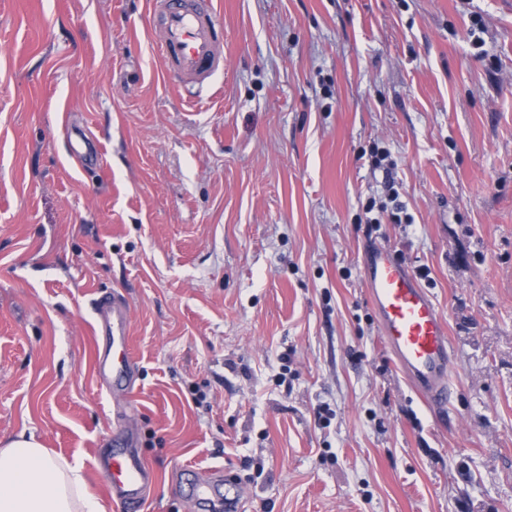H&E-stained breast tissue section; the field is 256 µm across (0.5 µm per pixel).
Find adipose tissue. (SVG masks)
Masks as SVG:
<instances>
[{
    "label": "adipose tissue",
    "instance_id": "1",
    "mask_svg": "<svg viewBox=\"0 0 512 512\" xmlns=\"http://www.w3.org/2000/svg\"><path fill=\"white\" fill-rule=\"evenodd\" d=\"M0 512H103L78 458L49 454L19 434L0 448Z\"/></svg>",
    "mask_w": 512,
    "mask_h": 512
}]
</instances>
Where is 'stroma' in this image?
<instances>
[{
  "mask_svg": "<svg viewBox=\"0 0 512 512\" xmlns=\"http://www.w3.org/2000/svg\"><path fill=\"white\" fill-rule=\"evenodd\" d=\"M214 5L224 72L177 89L150 0H0V447L79 457L105 512L118 429L140 512H207L181 487L217 466L245 512H512V0ZM371 243L448 324L443 413L382 339ZM102 297L130 392L95 380ZM76 135L78 139H76L72 145L71 156L74 157L81 166L99 162L102 158L100 149L85 141L80 134ZM112 446L99 461L102 472L101 483L112 500L125 509H136L141 502L143 488L153 480L133 439L123 433L112 439Z\"/></svg>",
  "mask_w": 512,
  "mask_h": 512,
  "instance_id": "1",
  "label": "stroma"
}]
</instances>
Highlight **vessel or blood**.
I'll return each instance as SVG.
<instances>
[{
  "mask_svg": "<svg viewBox=\"0 0 512 512\" xmlns=\"http://www.w3.org/2000/svg\"><path fill=\"white\" fill-rule=\"evenodd\" d=\"M154 50L165 74L179 85L206 86L224 68V26L213 0H151ZM363 274L373 315L399 370L435 410L446 409L452 397L449 372L453 348L448 325L418 277L389 249L367 247ZM93 336L106 337L95 351V374L101 387L130 388L132 360L129 322L115 302L98 300L91 323ZM107 494L127 512L141 502L153 479L129 434L116 436L99 461ZM212 480L192 486V493L218 496L224 512H241L238 484L212 468Z\"/></svg>",
  "mask_w": 512,
  "mask_h": 512,
  "instance_id": "1",
  "label": "vessel or blood"
}]
</instances>
